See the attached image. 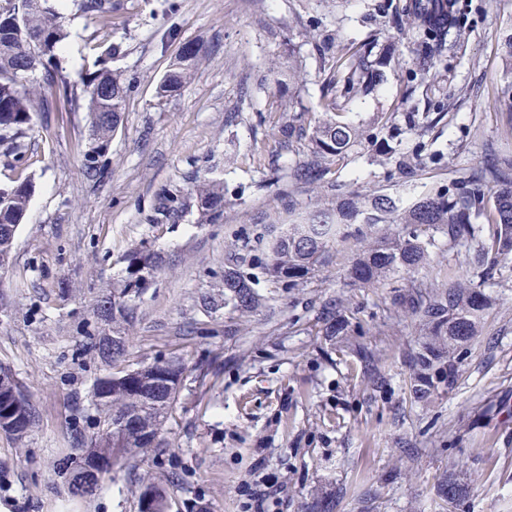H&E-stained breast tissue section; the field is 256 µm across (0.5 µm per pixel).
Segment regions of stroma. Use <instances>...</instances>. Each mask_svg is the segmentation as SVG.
I'll list each match as a JSON object with an SVG mask.
<instances>
[{"label":"stroma","mask_w":512,"mask_h":512,"mask_svg":"<svg viewBox=\"0 0 512 512\" xmlns=\"http://www.w3.org/2000/svg\"><path fill=\"white\" fill-rule=\"evenodd\" d=\"M116 2L105 22L75 0H54L67 32L59 66L79 80L91 46L118 43L109 66L131 89L99 182L83 174L85 109L57 102L49 129L35 127L28 140L21 173L33 193L0 274V367L25 385L37 419L23 443L0 434V512H138L146 475L165 485L170 512H248L250 488L271 472L284 491L269 512H304L321 497L332 512H448L439 489L450 479L462 490L457 512H512V257L484 283L491 306L454 384L424 402L410 392L421 326L390 304L408 277L351 286L361 238L335 246L303 287L256 275L263 305L252 314L226 306L218 290L229 260L253 273L269 236L307 213L379 194L406 208L461 191L487 161L512 159L499 102L512 0H463L468 26L426 97L411 90L412 46L393 25L391 0ZM376 32L390 63L373 91L336 87L361 143L327 162L321 181L286 178L307 147L287 152L273 136L279 92L260 89V76L296 59L307 83L295 109L320 117L328 64L316 42L333 36L341 55ZM190 42L202 45L203 63L187 88L157 100V82ZM203 174L224 182L221 220L191 209L178 223H150L162 190H187ZM139 250L163 263L145 288L123 294L135 313L124 364L183 361L168 446L75 498L57 471L72 430L93 434L90 393L110 370L88 349L112 331L97 303L121 292ZM452 275L474 270L463 247L436 235L428 277L444 284ZM336 296L356 325L330 339L315 317Z\"/></svg>","instance_id":"stroma-1"}]
</instances>
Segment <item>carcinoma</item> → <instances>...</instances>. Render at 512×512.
Masks as SVG:
<instances>
[{
  "label": "carcinoma",
  "mask_w": 512,
  "mask_h": 512,
  "mask_svg": "<svg viewBox=\"0 0 512 512\" xmlns=\"http://www.w3.org/2000/svg\"><path fill=\"white\" fill-rule=\"evenodd\" d=\"M80 8L98 15L104 21L111 19L112 0H82ZM394 21L400 31L413 35L416 67L420 82L437 72L448 44L461 37L465 12L460 0H399L394 6ZM66 37L59 12L51 0H11L0 7V154L22 163L25 159L29 132L37 109L50 111L52 101L41 98L36 105L34 92L27 81L40 73L39 87L49 90L70 102L87 101L89 146L83 154V169L87 178L102 177L103 165L99 158L105 153L112 136L122 123L130 84L119 72L107 67L108 61L120 52L117 45H109L93 69L85 72L80 83H73L56 61V49ZM378 37L350 48L340 57L332 58L325 78L323 95L324 118L309 127L291 114L294 96H280V119L274 135L286 150L303 140L310 146V159L298 163L291 170L295 181L313 182L326 171L323 166L356 145L361 140L358 128L339 120L343 106L333 94L336 81L344 82L354 92H363L376 66L383 61L374 56ZM201 60V49L176 56L165 75L155 87V97L162 100L183 90L189 83ZM112 85V94L101 93ZM509 163L473 170L470 187L453 195L437 194L418 200L407 209L400 208L390 197L376 196L368 201L350 200L323 208L305 220L290 224L271 240L260 269L290 288L300 287L318 264L324 262L336 243L346 239L353 224L371 229L379 224H411L407 235L392 237L361 233L371 238L360 251L349 270L352 285L365 287L381 282L388 275L401 270L417 272L429 261L432 239L424 238L428 230L448 237V243L466 248L480 278H487L498 263L512 255V187L493 191L488 188L508 176ZM32 182L24 177L13 185L0 188V255H12L19 225L24 219ZM193 196L201 220L215 222L224 216V182L206 176L192 179ZM183 203L178 194H167L155 208L151 222L174 223L182 217ZM486 215L489 233L484 226L474 224L471 217ZM135 278L128 281L123 292L138 291L145 283V274L157 269L161 259L153 252L138 251L131 256ZM252 277L232 266L224 268V304L232 305L242 313L262 306L263 300L251 286ZM398 312L418 317L424 327L427 341L422 351L412 355L414 392L426 394L437 383L453 382L457 366L450 361L443 364V349L459 352L468 349L479 332L483 315L490 306V297L481 286L465 279L448 283L439 290L432 289L426 278L414 279L395 291L391 299ZM99 319L113 325L130 324L134 319L131 309L114 299V294L103 295L97 307ZM324 336L343 334L352 326V317L341 312V301L332 299L317 314ZM91 351L116 365L127 356L126 337L118 332L112 337L94 338ZM184 365L176 356L158 359L142 367L112 374V387L106 398H98L103 381L98 377L90 396L98 418L97 431L90 438L79 435L74 452L59 463V474L65 479L69 493L84 498L89 492L79 489L73 469L81 465L84 453L94 451L100 457L112 459L121 469L140 454L159 453L168 446L165 422L169 409L178 396H170V389L182 379ZM31 404L19 408L14 427L8 436L23 441L35 425ZM140 512H167L165 491L151 482L143 483L139 494Z\"/></svg>",
  "instance_id": "1"
}]
</instances>
